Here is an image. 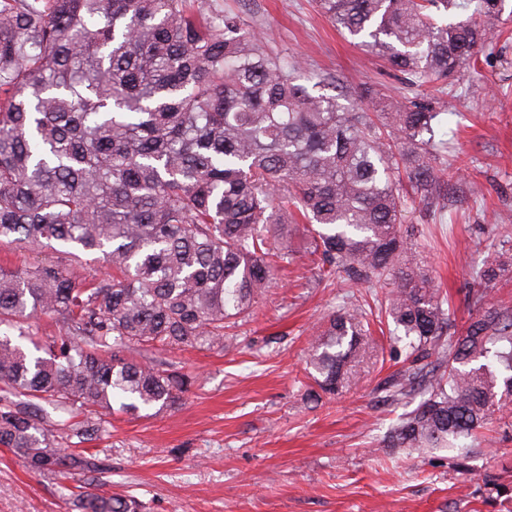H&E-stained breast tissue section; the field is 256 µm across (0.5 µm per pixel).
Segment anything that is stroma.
I'll use <instances>...</instances> for the list:
<instances>
[{
	"instance_id": "1",
	"label": "stroma",
	"mask_w": 512,
	"mask_h": 512,
	"mask_svg": "<svg viewBox=\"0 0 512 512\" xmlns=\"http://www.w3.org/2000/svg\"><path fill=\"white\" fill-rule=\"evenodd\" d=\"M219 2L275 51L334 75L352 97L368 86L416 93L340 35L315 0ZM436 132L449 139L457 173L448 206L439 216L411 202L406 224L462 322L475 271L494 255L512 259V18L480 51L475 70L454 81ZM288 246L293 264L250 316L226 329L223 347L155 351L190 385L173 410L113 413L97 487L135 495L147 512H512L510 432H483L458 466L442 452L379 451L401 413L378 390L401 367L391 350L395 326L381 310L387 285L369 301L370 347L351 381L307 404L312 333L353 290L318 272L301 232ZM67 484L28 472L0 448V512H80Z\"/></svg>"
}]
</instances>
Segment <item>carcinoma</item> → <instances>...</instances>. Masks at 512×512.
<instances>
[{
    "label": "carcinoma",
    "instance_id": "carcinoma-1",
    "mask_svg": "<svg viewBox=\"0 0 512 512\" xmlns=\"http://www.w3.org/2000/svg\"><path fill=\"white\" fill-rule=\"evenodd\" d=\"M362 51L406 76L411 101L352 112L333 77L273 52L216 0H0V247L64 260L0 265V447L32 473H95L113 405H177L187 378L148 354L224 347L290 259L307 252L357 288L391 286L385 314L403 366L380 385L408 407L388 450L462 456L495 420L512 429V306L469 289L463 325L444 307L403 228L400 171L423 202L453 172L437 105L507 0H318ZM108 269L77 282L83 257ZM45 315L44 336L31 319ZM357 303L332 313L309 351L315 385L343 387L367 344ZM82 512H145L134 495L68 489Z\"/></svg>",
    "mask_w": 512,
    "mask_h": 512
}]
</instances>
